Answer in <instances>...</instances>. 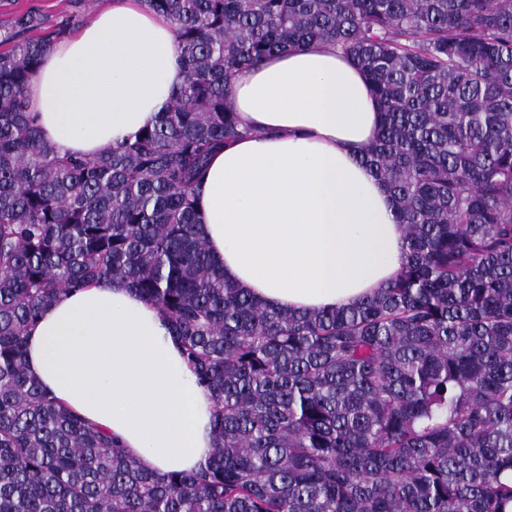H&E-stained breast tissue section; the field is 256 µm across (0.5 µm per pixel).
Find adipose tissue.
I'll list each match as a JSON object with an SVG mask.
<instances>
[{"label":"adipose tissue","mask_w":512,"mask_h":512,"mask_svg":"<svg viewBox=\"0 0 512 512\" xmlns=\"http://www.w3.org/2000/svg\"><path fill=\"white\" fill-rule=\"evenodd\" d=\"M183 82L171 23L142 0H104L45 52L26 102L44 143L94 158L152 124ZM231 91L247 133L211 158L198 206L225 280L290 312L346 306L393 280L403 232L392 193L359 161L382 120L363 73L312 45L236 72ZM27 366L156 474L211 451L209 392L126 282L62 293L29 332Z\"/></svg>","instance_id":"adipose-tissue-1"}]
</instances>
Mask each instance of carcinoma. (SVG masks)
<instances>
[{
  "instance_id": "carcinoma-1",
  "label": "carcinoma",
  "mask_w": 512,
  "mask_h": 512,
  "mask_svg": "<svg viewBox=\"0 0 512 512\" xmlns=\"http://www.w3.org/2000/svg\"><path fill=\"white\" fill-rule=\"evenodd\" d=\"M184 84L94 159L27 112L53 41L0 30V512H504L512 485V0H142ZM39 31L19 38V32ZM317 43L365 74L362 155L405 256L346 307L288 313L224 281L195 205L243 135L233 75ZM128 282L212 399L211 453L158 476L30 375L27 334L64 290Z\"/></svg>"
}]
</instances>
